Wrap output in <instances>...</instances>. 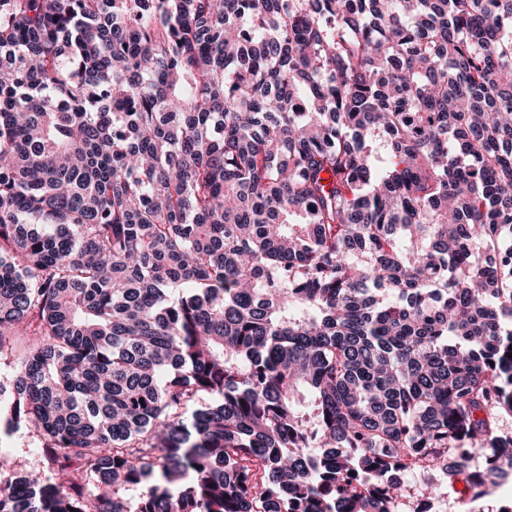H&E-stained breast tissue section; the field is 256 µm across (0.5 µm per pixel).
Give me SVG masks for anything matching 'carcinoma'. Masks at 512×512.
<instances>
[{
	"label": "carcinoma",
	"mask_w": 512,
	"mask_h": 512,
	"mask_svg": "<svg viewBox=\"0 0 512 512\" xmlns=\"http://www.w3.org/2000/svg\"><path fill=\"white\" fill-rule=\"evenodd\" d=\"M142 2L0 0V512L491 495L512 0ZM2 455L15 464L40 470L46 469V463L38 448V439L35 431L22 430L12 438H2L0 445ZM473 489L466 481L464 476H458L454 481L448 483L447 495L443 499L446 501V512H461V503H468L470 508L478 505L477 502H471Z\"/></svg>",
	"instance_id": "carcinoma-1"
}]
</instances>
